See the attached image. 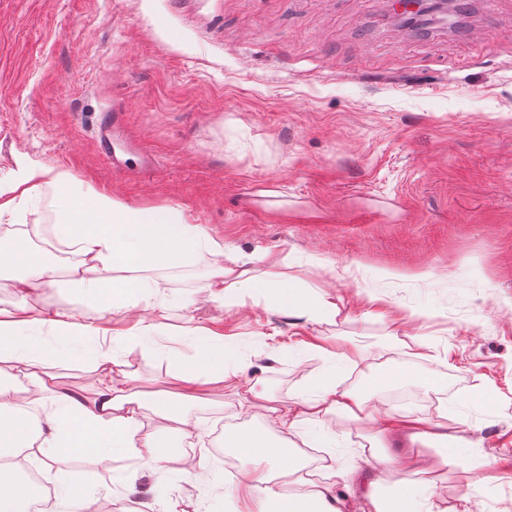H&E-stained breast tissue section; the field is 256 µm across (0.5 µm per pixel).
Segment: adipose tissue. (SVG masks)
Listing matches in <instances>:
<instances>
[{
    "mask_svg": "<svg viewBox=\"0 0 512 512\" xmlns=\"http://www.w3.org/2000/svg\"><path fill=\"white\" fill-rule=\"evenodd\" d=\"M45 186L54 190L60 202L50 231L75 247L80 263L61 273L39 254L21 250L15 237L4 235L0 237V271L22 269V276L9 280L13 288L67 283L72 293L96 303L97 314L79 320L64 309L36 315L22 306L0 309V364L11 361L23 370L18 376L0 368V459L29 449L47 471L61 455L99 461L135 457L150 467L169 460L192 468L206 464V456H189L181 447L189 435L182 412L168 414L162 434L144 432V405L131 394L135 378L122 369L114 341L107 338L101 325L105 315L116 312L132 320L134 326L123 339L133 349L160 335L161 325L141 315L142 303L150 298L142 273L149 268L190 264L206 253L215 260L207 288L226 306L236 305L240 290L259 287L269 312L288 310L318 322L336 319L343 310L342 303L323 295L311 296L284 274L269 271L255 279L238 252L229 249L223 238L188 223L179 208L133 206L103 192H88L67 171L39 162L23 163L11 179L0 181V221L13 219L32 194ZM42 327L64 338V345L43 343L37 334ZM89 336L97 337L98 342L87 352L80 343ZM193 342L198 375L180 368L172 372L183 399H194L207 385L235 387L240 391L239 409L245 414L256 401L267 399V392L258 385L242 386L240 376L247 370V362H226L223 350L214 346L208 333H194ZM61 358L84 360L97 372L92 399L58 390L49 365ZM328 414L368 418L378 435L439 448L447 466L459 462L456 449L463 438L449 432L443 422L369 411L365 391L341 387L335 376H322L313 380L309 389L270 407L266 428L224 433L225 447L253 463L247 486L258 495L261 512H344L345 501L336 490L349 491L358 485L355 470L325 465L323 483L305 494L288 492L274 482L269 470L270 465L278 464L296 472L300 460L283 442L282 433L296 432L302 424ZM397 469L401 478L391 492H381L372 483L361 487L368 512H448L446 505L419 499L413 491L410 477L427 472L426 459L403 455Z\"/></svg>",
    "mask_w": 512,
    "mask_h": 512,
    "instance_id": "1",
    "label": "adipose tissue"
}]
</instances>
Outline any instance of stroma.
I'll list each match as a JSON object with an SVG mask.
<instances>
[{"label":"stroma","instance_id":"stroma-1","mask_svg":"<svg viewBox=\"0 0 512 512\" xmlns=\"http://www.w3.org/2000/svg\"><path fill=\"white\" fill-rule=\"evenodd\" d=\"M388 0H0V178L20 163L65 170L141 207L180 206L189 223L251 258L264 254L301 287L345 306L336 321L264 310L262 299L225 307L207 290L214 260L156 267L146 318L157 345L118 349L159 423L170 387L169 348L192 368L181 337L221 330L248 360L247 378L274 398L306 389L326 362L300 350L320 338L357 348L347 388L371 407L446 417L448 427L497 457L493 470L441 467L429 481L450 512H512V0H472L463 29L398 28ZM122 115L131 177L114 175L96 148L101 112ZM57 218L50 188L35 192L0 235L38 250ZM384 296L391 315L369 306ZM92 310L68 289L0 288V308ZM425 319L408 321L411 310ZM425 340L429 356L408 347ZM235 390L217 385L181 409L189 452L212 466L139 459L58 458L56 475L111 489L112 508L254 512L243 494L247 462L224 445L228 426L258 427L263 406L240 415ZM335 464L367 466V420L327 415ZM389 491L395 466H367Z\"/></svg>","mask_w":512,"mask_h":512}]
</instances>
